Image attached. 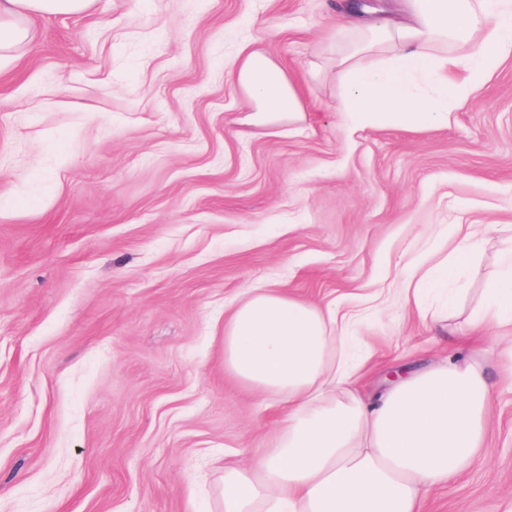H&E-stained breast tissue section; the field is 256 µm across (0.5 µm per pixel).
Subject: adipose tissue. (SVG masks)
<instances>
[{"label":"adipose tissue","instance_id":"ef3b65f1","mask_svg":"<svg viewBox=\"0 0 512 512\" xmlns=\"http://www.w3.org/2000/svg\"><path fill=\"white\" fill-rule=\"evenodd\" d=\"M92 0H0V60L30 38L35 15H74ZM339 110L357 125L447 126L454 105L512 53V0H392L368 16L342 6ZM469 49L463 79L447 46ZM252 123L277 129L304 111L299 86L263 51L242 46L232 70ZM475 329L512 328V251ZM336 313L278 289L247 288L224 321V369L267 407L287 401L278 435L256 453H224V512H424L427 494L465 474L484 448L492 407L483 368L447 356L407 371L376 401L336 357Z\"/></svg>","mask_w":512,"mask_h":512}]
</instances>
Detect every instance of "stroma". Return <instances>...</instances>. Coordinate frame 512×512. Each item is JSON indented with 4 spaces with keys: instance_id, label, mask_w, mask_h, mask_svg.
<instances>
[{
    "instance_id": "stroma-1",
    "label": "stroma",
    "mask_w": 512,
    "mask_h": 512,
    "mask_svg": "<svg viewBox=\"0 0 512 512\" xmlns=\"http://www.w3.org/2000/svg\"><path fill=\"white\" fill-rule=\"evenodd\" d=\"M342 2L94 0L0 61V512H224L225 449L283 418L224 370L246 288L367 310L370 398L469 335L512 249V56L447 127H354ZM245 44L300 80L291 132L243 124ZM463 242L474 266L405 303L413 265ZM511 344L466 347L496 383L486 447L426 512H512Z\"/></svg>"
}]
</instances>
